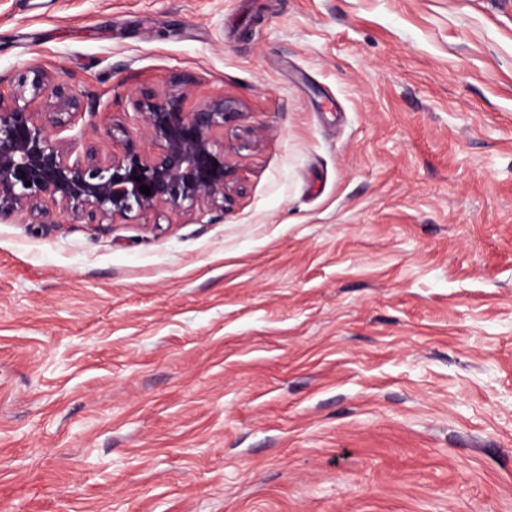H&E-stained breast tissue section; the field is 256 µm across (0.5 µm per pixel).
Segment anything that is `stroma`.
Segmentation results:
<instances>
[{
    "label": "stroma",
    "instance_id": "stroma-1",
    "mask_svg": "<svg viewBox=\"0 0 512 512\" xmlns=\"http://www.w3.org/2000/svg\"><path fill=\"white\" fill-rule=\"evenodd\" d=\"M32 67L259 136L206 223H0V512H512V0H0Z\"/></svg>",
    "mask_w": 512,
    "mask_h": 512
}]
</instances>
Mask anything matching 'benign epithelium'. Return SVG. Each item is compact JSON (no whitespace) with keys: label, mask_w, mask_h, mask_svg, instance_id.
Returning <instances> with one entry per match:
<instances>
[{"label":"benign epithelium","mask_w":512,"mask_h":512,"mask_svg":"<svg viewBox=\"0 0 512 512\" xmlns=\"http://www.w3.org/2000/svg\"><path fill=\"white\" fill-rule=\"evenodd\" d=\"M30 73L9 97L0 95V221L48 224L56 209L99 225L159 207L193 215L236 205L241 188L216 140L219 131H236L232 103L221 98L187 112L189 88L181 83L163 96L143 94L135 104L138 127L112 124L109 134H121L122 150L102 160L78 136L53 138L86 112L73 87L41 68ZM35 99L42 100L39 112L31 109Z\"/></svg>","instance_id":"7a95c632"}]
</instances>
